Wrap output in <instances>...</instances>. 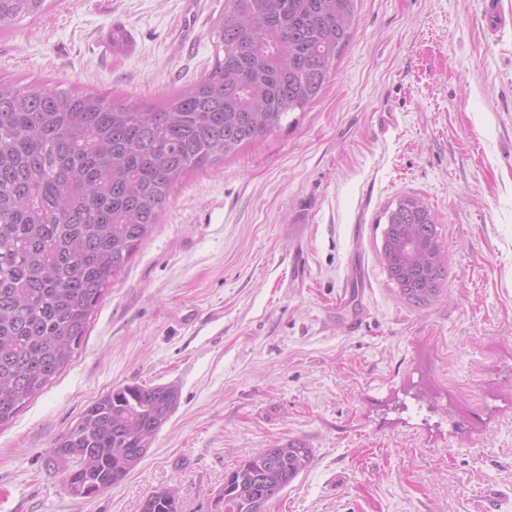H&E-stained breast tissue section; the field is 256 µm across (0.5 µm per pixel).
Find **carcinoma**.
Returning <instances> with one entry per match:
<instances>
[{"instance_id":"obj_1","label":"carcinoma","mask_w":512,"mask_h":512,"mask_svg":"<svg viewBox=\"0 0 512 512\" xmlns=\"http://www.w3.org/2000/svg\"><path fill=\"white\" fill-rule=\"evenodd\" d=\"M357 0H227L212 68L159 106L0 81V427L72 361L91 316L188 171L216 165L304 111L327 84ZM47 0H0V33ZM380 257L401 298H439L447 255L435 213L401 196ZM179 404L173 384L93 401L53 442L67 494L90 500L136 468ZM313 460L290 441L224 476L208 512H265ZM140 512H182L159 488Z\"/></svg>"}]
</instances>
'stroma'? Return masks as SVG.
Returning <instances> with one entry per match:
<instances>
[{"label": "stroma", "instance_id": "stroma-1", "mask_svg": "<svg viewBox=\"0 0 512 512\" xmlns=\"http://www.w3.org/2000/svg\"><path fill=\"white\" fill-rule=\"evenodd\" d=\"M225 2L50 0L0 37V79L162 103L211 68ZM403 195L448 251L428 306L380 262ZM127 384L180 405L123 482L67 495L54 440ZM290 440L314 457L267 512H512V27L485 0H358L322 94L187 174L71 365L0 428V512H139L161 487L207 512Z\"/></svg>", "mask_w": 512, "mask_h": 512}]
</instances>
